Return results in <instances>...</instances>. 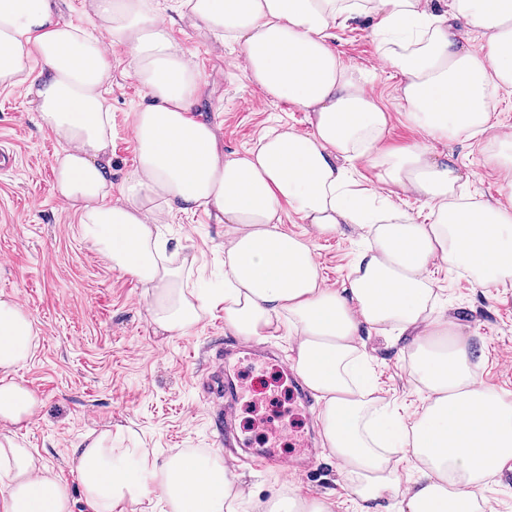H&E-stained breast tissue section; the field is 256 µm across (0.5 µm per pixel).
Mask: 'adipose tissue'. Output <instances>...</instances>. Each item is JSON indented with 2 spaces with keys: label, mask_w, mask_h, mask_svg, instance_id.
I'll list each match as a JSON object with an SVG mask.
<instances>
[{
  "label": "adipose tissue",
  "mask_w": 512,
  "mask_h": 512,
  "mask_svg": "<svg viewBox=\"0 0 512 512\" xmlns=\"http://www.w3.org/2000/svg\"><path fill=\"white\" fill-rule=\"evenodd\" d=\"M193 20L239 46L244 75L274 101L308 112L310 129L267 130L244 153L224 155L214 128L192 118L201 77L150 0H94L88 24L62 21L56 0H0V87L25 86L36 121L60 144L55 188L82 238L138 281L151 323L188 335L215 307L235 336L261 342L289 329L292 365L321 403L323 444L359 512H486L480 488L512 464V402L485 387L480 355L436 310L430 268L469 271L484 287L512 278V131L494 115L512 93V0H182ZM371 17L379 59L401 78L409 123L428 139L486 136L499 195L471 200L454 163L426 142L384 144L389 115L331 42L336 25ZM481 29L473 48L463 24ZM125 49L148 99L130 113L137 165L112 180V49ZM387 189L424 198L418 224L374 208L351 189V164ZM205 208L224 226V285L196 288V259L173 261L155 233L172 208ZM320 236L361 230L360 252L339 288L327 287L311 245L281 228L284 211ZM411 334V374L422 411H379L358 340L364 328ZM38 342L31 315L0 293V512H127L160 501L168 512H232L233 479L218 455L157 461L113 447L111 430L74 450L72 492L21 437L40 407L16 378ZM419 462L402 485L390 454Z\"/></svg>",
  "instance_id": "1"
}]
</instances>
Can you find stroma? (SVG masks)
Wrapping results in <instances>:
<instances>
[{"label":"stroma","mask_w":512,"mask_h":512,"mask_svg":"<svg viewBox=\"0 0 512 512\" xmlns=\"http://www.w3.org/2000/svg\"><path fill=\"white\" fill-rule=\"evenodd\" d=\"M334 45L342 60L370 78L369 91L390 114L386 145L422 140L410 127L399 98V79L377 66L370 19L337 27ZM175 40L192 53L201 76L193 115L212 125L225 154L254 146L269 127L308 131L307 115L270 100L244 77L235 62L237 43L178 18ZM124 51L112 52L114 137L112 170L124 176L136 163L129 112L144 92L128 75ZM437 154L467 173L465 192L475 201L496 196V170L485 164L486 138L434 143ZM0 149L15 159L0 170V292L13 296L39 330L34 354L16 377L42 402L25 432V443L70 488L78 475L70 465L75 446L92 430L124 426L121 448H145L158 459L188 451L219 454L244 491L237 512H261L284 488L333 502L334 512H357L334 459L324 450L317 399L302 401L291 368L290 333L264 342L243 343L224 327V309L205 315L189 335L158 333L140 284L111 270L81 237L73 208L54 191L56 140L40 130L24 88H0ZM160 231L172 252L196 253L204 283H224V227L212 212L188 216L175 211ZM355 233L313 239L312 248L327 286L340 287L359 250ZM437 305L461 326L485 354L477 372L491 389L512 395V283L475 287L469 273L435 269ZM388 408L419 410L425 404L411 375L407 336L374 331L363 339ZM231 382L233 399L207 387L214 376ZM229 406L238 447L224 444V430L212 418ZM276 445L280 455L301 453L300 472L260 470L241 461L243 448Z\"/></svg>","instance_id":"35a3bbf8"}]
</instances>
